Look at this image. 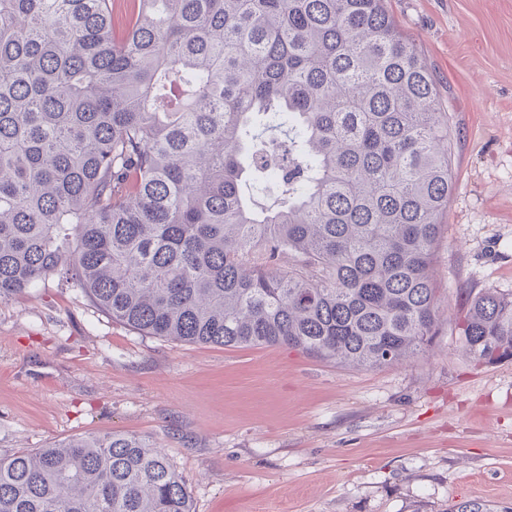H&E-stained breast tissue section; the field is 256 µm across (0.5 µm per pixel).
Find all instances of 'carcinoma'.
Here are the masks:
<instances>
[{"mask_svg": "<svg viewBox=\"0 0 512 512\" xmlns=\"http://www.w3.org/2000/svg\"><path fill=\"white\" fill-rule=\"evenodd\" d=\"M125 4L0 0V299L65 276L146 336L422 354L450 131L385 0ZM462 334L512 361V293L474 297ZM0 512L193 509L159 446L112 432L0 458Z\"/></svg>", "mask_w": 512, "mask_h": 512, "instance_id": "carcinoma-1", "label": "carcinoma"}]
</instances>
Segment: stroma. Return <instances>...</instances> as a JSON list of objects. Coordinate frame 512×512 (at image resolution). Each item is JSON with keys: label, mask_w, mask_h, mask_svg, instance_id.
<instances>
[{"label": "stroma", "mask_w": 512, "mask_h": 512, "mask_svg": "<svg viewBox=\"0 0 512 512\" xmlns=\"http://www.w3.org/2000/svg\"><path fill=\"white\" fill-rule=\"evenodd\" d=\"M432 72L454 189L420 357L347 369L288 346L143 336L77 284L0 299V457L89 433L158 442L194 512L512 504V361L463 350L471 299L512 292V0H386Z\"/></svg>", "instance_id": "35a3bbf8"}]
</instances>
